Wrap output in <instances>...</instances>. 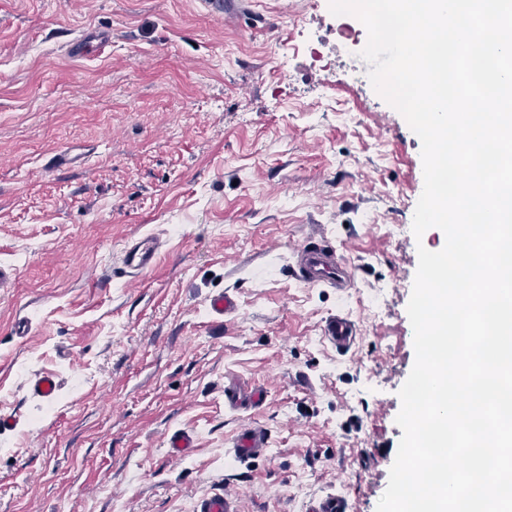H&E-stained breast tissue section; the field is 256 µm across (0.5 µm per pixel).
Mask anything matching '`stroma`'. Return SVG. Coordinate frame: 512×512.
Segmentation results:
<instances>
[{
	"label": "stroma",
	"instance_id": "obj_1",
	"mask_svg": "<svg viewBox=\"0 0 512 512\" xmlns=\"http://www.w3.org/2000/svg\"><path fill=\"white\" fill-rule=\"evenodd\" d=\"M329 0H0V512H376L415 362L407 314L421 141L336 48ZM105 39L85 56L72 46ZM324 45L330 70L311 64ZM70 148L80 162L49 168ZM161 241L131 281L125 241ZM321 234L354 288L311 286L291 249ZM229 292L235 316L212 320ZM345 313L357 338L321 335ZM30 333L17 335V319ZM56 372L49 403L31 376ZM234 379L263 389L224 403ZM262 455L228 456L242 424ZM195 436L171 458L167 438ZM208 309L212 316L223 320L224 317L234 315L238 311V304L233 295L225 292L212 296ZM322 334L324 339L336 348V351L345 352L351 348L357 330L347 315L336 313L324 322ZM262 396L263 392L259 389L252 388L248 392H242L231 382L228 385L224 384V402L232 408L256 404L261 400Z\"/></svg>",
	"mask_w": 512,
	"mask_h": 512
}]
</instances>
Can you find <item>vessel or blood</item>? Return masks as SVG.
<instances>
[{
	"mask_svg": "<svg viewBox=\"0 0 512 512\" xmlns=\"http://www.w3.org/2000/svg\"><path fill=\"white\" fill-rule=\"evenodd\" d=\"M157 252L158 242L154 237L134 238L124 246L121 262L131 273L142 274L153 267ZM294 253L297 273L308 284L339 288L354 284L356 280L354 269L338 263L336 249L327 241L307 239L295 247ZM322 334L337 351L344 352L353 344L357 330L347 315L339 313L325 321ZM29 391L40 400H53L59 391L57 374H37L30 383ZM262 396V391L254 388L244 392L233 384L224 387V401L233 408L258 403ZM267 447L265 431L256 425H246L233 440L232 454L242 461L265 452Z\"/></svg>",
	"mask_w": 512,
	"mask_h": 512,
	"instance_id": "1",
	"label": "vessel or blood"
}]
</instances>
